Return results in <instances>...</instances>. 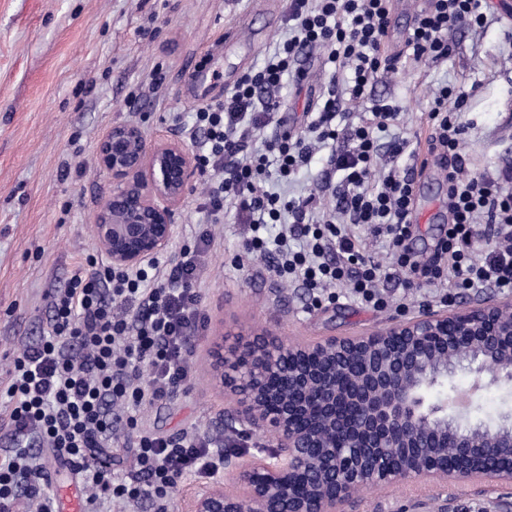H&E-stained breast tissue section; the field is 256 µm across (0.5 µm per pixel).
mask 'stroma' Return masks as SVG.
Here are the masks:
<instances>
[{
	"mask_svg": "<svg viewBox=\"0 0 512 512\" xmlns=\"http://www.w3.org/2000/svg\"><path fill=\"white\" fill-rule=\"evenodd\" d=\"M484 28L452 31L441 60L417 59L405 45L390 47L399 62L382 75L355 115L375 100L395 98L404 111L396 129L425 136L432 95L440 86L467 93L461 119L463 150L475 171L512 166V9L488 0ZM250 20L241 45L221 54L220 83H189L209 49L238 17ZM285 29L284 18L254 8L253 0H0V376L25 347L48 331L47 291L64 287L85 253L95 251L92 226L111 178L97 165L96 147L112 126L139 125L148 142L180 136L199 106L223 100L239 78L263 65ZM303 81L281 90L289 129L304 130L325 81L323 56L302 57ZM205 177H198L176 216L166 251L176 255L200 230L214 245L205 255L201 309L206 326L191 337V369L176 397L145 408L143 430L165 436L192 432L222 440L225 450L273 451L270 432L235 420L236 402L214 383L211 341L226 334L266 331L291 342L328 336H366L436 309L425 291L383 281L389 304L373 309L337 286V300L313 308L305 289L274 280L261 257L237 265L243 227L233 210L212 223L201 207ZM462 368L436 387L447 400L469 392L478 415L512 410V386L485 382ZM345 512H512V484L483 481L445 485L363 488Z\"/></svg>",
	"mask_w": 512,
	"mask_h": 512,
	"instance_id": "obj_1",
	"label": "stroma"
}]
</instances>
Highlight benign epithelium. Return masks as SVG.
Listing matches in <instances>:
<instances>
[{
    "mask_svg": "<svg viewBox=\"0 0 512 512\" xmlns=\"http://www.w3.org/2000/svg\"><path fill=\"white\" fill-rule=\"evenodd\" d=\"M97 163L112 179L93 233L115 268L135 270L167 250L174 216L194 188L195 156L177 138L149 147L135 124L115 125L97 146ZM495 304L425 312L368 336H328L313 344L259 333L224 350L214 338L213 380L237 397L242 423L268 430L271 454L224 457L232 486L219 477L197 492L192 512H344L362 487L483 479L512 483L509 426L481 441L452 425L453 405L431 402L434 382L421 377L428 349L453 336L477 350L478 375L512 383V318ZM364 372L347 387L352 363ZM477 453V469L430 461L433 449ZM399 448L420 449L416 465H389Z\"/></svg>",
    "mask_w": 512,
    "mask_h": 512,
    "instance_id": "1",
    "label": "benign epithelium"
}]
</instances>
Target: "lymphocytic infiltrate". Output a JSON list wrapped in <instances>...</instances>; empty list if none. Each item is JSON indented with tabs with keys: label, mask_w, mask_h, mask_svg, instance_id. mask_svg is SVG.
<instances>
[{
	"label": "lymphocytic infiltrate",
	"mask_w": 512,
	"mask_h": 512,
	"mask_svg": "<svg viewBox=\"0 0 512 512\" xmlns=\"http://www.w3.org/2000/svg\"><path fill=\"white\" fill-rule=\"evenodd\" d=\"M392 0H288L286 31L263 67L245 74L223 102L198 108L193 132L202 136L197 160L211 177L204 209L220 221L233 208L248 227L244 254L269 261L270 272L311 292L345 285L365 304L387 305L380 286L398 276L403 287L464 290L491 286L512 291V169L473 174L462 151L466 125L459 113L465 93L444 86L429 112V154L445 171L448 229L434 260L406 248L411 235L415 169L402 164L407 139L382 133L397 125L400 102L379 100L359 124L341 134L336 86L348 75L350 101H362L382 74L395 70L386 47ZM482 0H428L405 45L415 58L448 56V33L482 27ZM325 54L329 80L317 116L304 133L270 138L282 125L278 92L301 56ZM326 153L334 205L320 194L291 197L265 190L270 172L291 178L317 150ZM279 225L268 237L269 225ZM373 226L386 238L393 263L375 262L356 228ZM486 237L484 253L473 242ZM212 242L201 233L176 258L158 257L135 272H119L95 253L64 288L48 295L47 336L23 349L8 370L9 426L36 434L53 458L69 465L93 489L83 512H125L138 501L167 502L186 477H214L224 452L195 434L177 437L141 431L148 405L182 391L190 371V337L204 327L200 312L203 256ZM132 437L134 471L123 475L94 460L116 432ZM47 466L29 448L8 449L0 460V512L20 498L38 512H56L46 487Z\"/></svg>",
	"instance_id": "lymphocytic-infiltrate-1"
}]
</instances>
